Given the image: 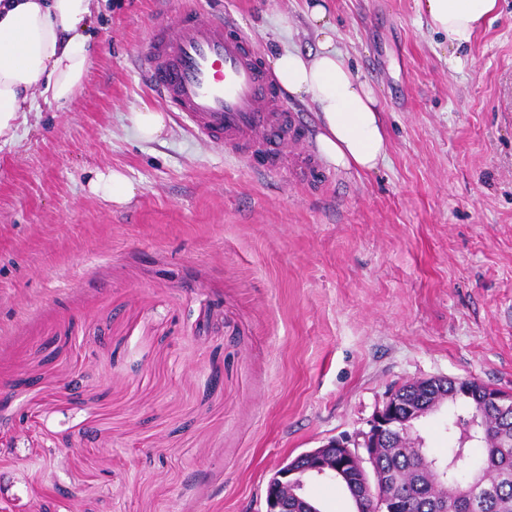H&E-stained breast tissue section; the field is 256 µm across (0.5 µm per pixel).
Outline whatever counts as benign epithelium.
<instances>
[{
    "instance_id": "7a95c632",
    "label": "benign epithelium",
    "mask_w": 512,
    "mask_h": 512,
    "mask_svg": "<svg viewBox=\"0 0 512 512\" xmlns=\"http://www.w3.org/2000/svg\"><path fill=\"white\" fill-rule=\"evenodd\" d=\"M419 414L402 399L390 396L384 406L369 421V429L354 436L332 439L326 444L302 453L313 462L306 470L292 462L284 463L271 477L266 487L265 512H288V501L303 504L302 512H318L307 502L306 482L316 477L343 476V470L352 466L366 476L359 483L353 497L354 512H398L399 503L375 494L373 477L376 453L385 444L388 431L396 430Z\"/></svg>"
}]
</instances>
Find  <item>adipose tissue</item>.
<instances>
[{"mask_svg": "<svg viewBox=\"0 0 512 512\" xmlns=\"http://www.w3.org/2000/svg\"><path fill=\"white\" fill-rule=\"evenodd\" d=\"M433 30L452 48L449 68L462 64L459 49L495 12L497 0H417ZM91 0H0V143L17 131L39 103L64 104L82 89L91 58L86 33ZM310 24L318 50H281L272 63L285 94L315 108L316 140L333 164L371 171L386 158L387 140L372 88L336 47L325 0H312Z\"/></svg>", "mask_w": 512, "mask_h": 512, "instance_id": "obj_1", "label": "adipose tissue"}]
</instances>
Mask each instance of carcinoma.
Returning a JSON list of instances; mask_svg holds the SVG:
<instances>
[{
	"label": "carcinoma",
	"instance_id": "carcinoma-1",
	"mask_svg": "<svg viewBox=\"0 0 512 512\" xmlns=\"http://www.w3.org/2000/svg\"><path fill=\"white\" fill-rule=\"evenodd\" d=\"M486 388L476 378L467 394L448 384L447 455L422 442L411 448L406 437L380 450L376 468L388 479L383 494L404 499V512H512V413L489 407Z\"/></svg>",
	"mask_w": 512,
	"mask_h": 512
}]
</instances>
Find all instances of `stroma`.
<instances>
[{"mask_svg":"<svg viewBox=\"0 0 512 512\" xmlns=\"http://www.w3.org/2000/svg\"><path fill=\"white\" fill-rule=\"evenodd\" d=\"M190 0H98L81 94L0 147V512H263L280 463L434 376L512 392V0L448 67L416 0H329L386 161L276 183L160 108L138 56ZM235 11L265 61L306 0ZM118 170L117 206L90 190ZM168 117L165 112L144 107L132 112V125L135 135L142 141L163 140L168 132ZM91 191L99 194L117 205H122L134 197L135 185L122 173L112 172L97 174L90 184Z\"/></svg>","mask_w":512,"mask_h":512,"instance_id":"stroma-1","label":"stroma"}]
</instances>
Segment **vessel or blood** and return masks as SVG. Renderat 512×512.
Here are the masks:
<instances>
[{
	"label": "vessel or blood",
	"mask_w": 512,
	"mask_h": 512,
	"mask_svg": "<svg viewBox=\"0 0 512 512\" xmlns=\"http://www.w3.org/2000/svg\"><path fill=\"white\" fill-rule=\"evenodd\" d=\"M141 66L173 111L259 175L302 182L320 173L314 151L287 156L302 120L233 14L208 18L187 8L161 17L150 29Z\"/></svg>",
	"instance_id": "obj_1"
}]
</instances>
